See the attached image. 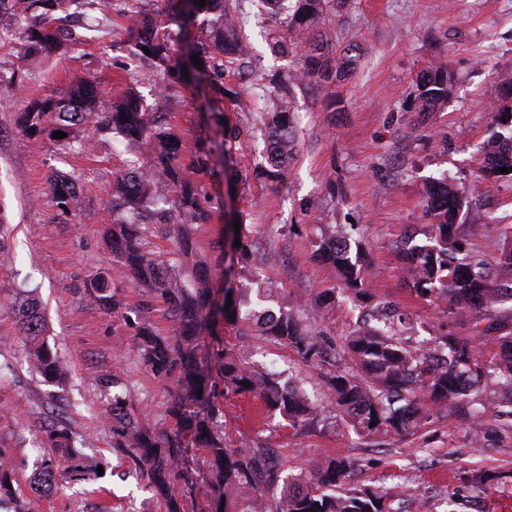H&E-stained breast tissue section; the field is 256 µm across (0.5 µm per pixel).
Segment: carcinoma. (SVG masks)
Listing matches in <instances>:
<instances>
[{
    "label": "carcinoma",
    "instance_id": "carcinoma-1",
    "mask_svg": "<svg viewBox=\"0 0 512 512\" xmlns=\"http://www.w3.org/2000/svg\"><path fill=\"white\" fill-rule=\"evenodd\" d=\"M14 10L31 18L24 47L25 61L34 66L57 52L63 35L53 26L52 11L59 0H11ZM259 14L283 17L285 30L273 44L281 55L298 58V66L285 78H274L266 87V112L249 126H235L230 132V148L240 141L262 144V161L256 175L280 181L288 172L296 152V137L290 121L291 87L299 84H333L344 80L355 68L358 56L347 48H336L331 32L325 28L326 16L343 0H257ZM133 24L128 29L134 55L150 60L161 74L159 93L167 96L186 73L172 58L168 25L177 24L179 36L191 44L198 55L203 74L221 97L241 111L247 103L225 82V65L234 64L239 78L248 76L250 43L243 37L236 0H206L201 8L194 0H177L173 13L159 22L140 13L141 0H127ZM206 23V31L193 35L197 22ZM150 54H145L143 49ZM414 105L430 112L448 101L454 77L444 63L422 70L416 76ZM501 93L492 112L494 130L479 151V178L500 174L512 168V76L502 75ZM95 124L98 131L116 134L127 141H144L153 151L152 164L139 168L137 176L125 172L112 188V213L126 212L130 220L105 224V235L112 253L136 283L154 293L167 305L178 325L175 336H159L149 326H136L146 366L158 378L178 376L177 398L169 416L176 420V431L157 435L131 417L112 410V420L121 424L117 432L130 468L147 475L164 502L165 512H181L179 498L192 495L195 481L180 469L185 451L181 434L193 435V443L210 457L217 487L233 490L251 499V512H383L377 493L343 488L354 467L347 457L330 459L318 470L314 480L289 482L282 477L279 464L268 448L238 451L230 447L224 427L218 423L222 410L213 401L209 387L211 375L201 366L199 339L208 326L210 312L216 307L214 288L201 271L192 229L208 224L212 212L200 199L197 177L209 171L214 147L198 144L192 166L180 161V138L173 132L167 113L154 112L133 92L126 91L108 103L89 80L74 83L63 97H49L34 103L26 113L24 129L37 135L54 137L67 134V144L84 147L75 140L74 130ZM57 204L65 206L61 215L72 216L81 197L76 186L58 179L51 185ZM474 193L460 191L447 180H434L426 186L424 211L431 220V233L423 244L407 245L414 290L423 298L448 303L450 313L471 317L474 324L489 319L474 336H446L443 345L420 349L400 339L404 319H376V324L359 327L340 338L343 352L349 356L347 368L336 364L331 347L315 340L302 319L292 313L265 318L266 311L242 315L243 291L224 284L219 307L224 321L243 328L255 325L270 341L297 353L306 363L329 364L332 370L322 381L336 410L346 416L360 436H376L394 431L412 433L430 419L440 406L474 395L484 407L511 408L512 415V320L492 311L505 300H512V250L494 267L487 266L469 247L460 218L469 209ZM159 227L176 239L172 258L159 259L149 249L148 229ZM318 257L335 266L344 288L356 296L368 292L369 274L362 263L363 243L343 229L321 239ZM85 289L104 305L117 309L106 275L98 273L85 281ZM232 305H226L227 300ZM486 332L497 350L485 352L478 338ZM32 361L48 378L57 377L61 361L41 339L42 326L31 315L23 329ZM218 375L224 382V397L251 394L269 411L276 410L292 427L311 426L323 419L325 408L303 392L281 383L278 376L242 363L229 345L218 351ZM494 379L508 389L499 399L484 393L485 381ZM250 382V386L243 382ZM202 394H197V391ZM53 454L40 471L45 487L57 485L65 475L83 472L81 455L66 427L53 424L47 430ZM182 482L181 496L171 489Z\"/></svg>",
    "mask_w": 512,
    "mask_h": 512
}]
</instances>
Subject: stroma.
Listing matches in <instances>:
<instances>
[{
  "label": "stroma",
  "instance_id": "1",
  "mask_svg": "<svg viewBox=\"0 0 512 512\" xmlns=\"http://www.w3.org/2000/svg\"><path fill=\"white\" fill-rule=\"evenodd\" d=\"M125 8V0H112L107 19L94 29L73 6L57 11V26L72 39L35 68L22 59L29 19L0 10V238L6 243L0 258V463L12 470L25 512H163L147 476L131 472L115 446L112 402L124 398L141 425L165 434L175 428L167 409L177 392L175 380H159L144 365L131 322L145 320L162 336L172 335L175 324L164 302L127 276L102 238L114 179L143 164L146 147L88 129L84 150L62 148L27 134L25 112L81 79L96 81L106 97L130 83L147 104L167 113L187 164L196 142L223 141L225 126L250 123L263 107L251 82L233 76L230 86L250 94L252 111L228 105L215 114V91L194 79L169 97L155 95L150 62L132 54ZM242 9L249 17L244 35L253 49V80L287 70L288 58L269 47L279 20L254 17L252 0H242ZM329 27L337 46L358 48L356 70L323 91L294 89L297 146L284 182L229 188L224 156H213L215 175L200 179L213 220L193 231L200 258L214 284L229 277L265 289V306L274 313L313 314L312 331L323 343L362 324L381 303L408 316L403 335L411 345L472 334L469 319L413 291L399 243L408 232L424 242V189L445 175L480 195V204L462 215L471 248L492 265L512 249V238L497 230L512 224V174L480 180L476 161L490 133L500 77L512 71V0H347ZM440 61L454 74L453 93L435 111H415V78ZM333 96L341 100L334 108ZM57 175L81 194L80 209L65 223L51 192ZM236 220L247 225L256 252L252 262L231 266L224 259V227ZM336 224L352 226L353 237L365 244L373 278L359 299L346 294L337 270L315 256L322 231ZM99 272L114 286L119 311L85 290V281ZM321 294L328 301L318 312L314 300ZM29 304L63 363L53 382L28 361L20 327ZM216 328L244 362L293 378L322 398L318 369L290 349L221 320ZM220 406L233 447L275 449L286 474L304 479L327 458L349 457L356 463L352 486L379 492L385 512H512L510 416L486 417L488 436L479 448L459 406L445 407L415 434L374 438L357 436L332 412L318 426L288 427L251 395ZM56 421L81 443L85 473L42 491L33 479L41 470L45 429ZM183 466L197 480L185 512H210L211 469L203 453L187 449Z\"/></svg>",
  "mask_w": 512,
  "mask_h": 512
}]
</instances>
